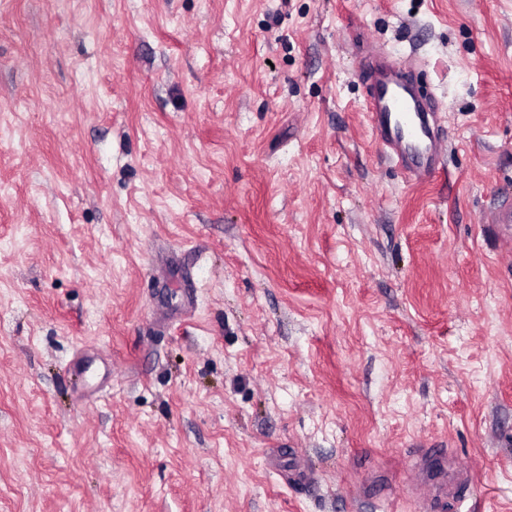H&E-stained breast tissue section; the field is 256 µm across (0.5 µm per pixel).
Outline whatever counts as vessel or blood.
<instances>
[{
    "instance_id": "1",
    "label": "vessel or blood",
    "mask_w": 512,
    "mask_h": 512,
    "mask_svg": "<svg viewBox=\"0 0 512 512\" xmlns=\"http://www.w3.org/2000/svg\"><path fill=\"white\" fill-rule=\"evenodd\" d=\"M402 71L396 62L366 69V108L385 153L407 178L420 180L434 172L440 152L432 121L435 104L412 83L401 80Z\"/></svg>"
}]
</instances>
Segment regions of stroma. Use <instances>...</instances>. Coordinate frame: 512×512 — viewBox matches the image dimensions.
<instances>
[{
	"label": "stroma",
	"instance_id": "35a3bbf8",
	"mask_svg": "<svg viewBox=\"0 0 512 512\" xmlns=\"http://www.w3.org/2000/svg\"><path fill=\"white\" fill-rule=\"evenodd\" d=\"M510 199L512 0H0V512H512ZM403 70L397 62L365 70L369 81L366 108L388 157L408 179L421 180L435 171L441 149L432 121L435 103L398 77Z\"/></svg>",
	"mask_w": 512,
	"mask_h": 512
}]
</instances>
